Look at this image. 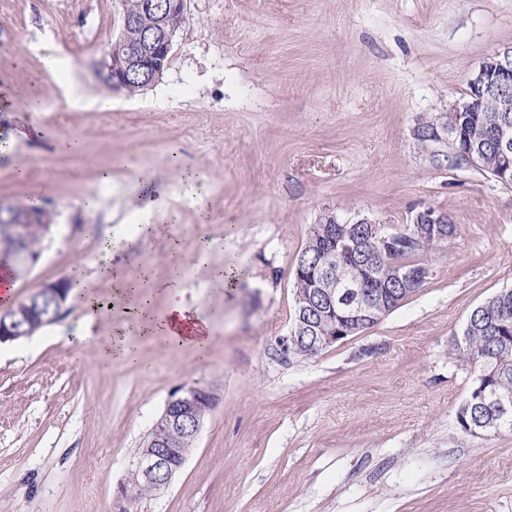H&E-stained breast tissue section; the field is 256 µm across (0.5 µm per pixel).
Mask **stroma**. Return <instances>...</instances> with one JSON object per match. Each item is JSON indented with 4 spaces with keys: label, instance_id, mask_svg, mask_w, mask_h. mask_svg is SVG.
<instances>
[{
    "label": "stroma",
    "instance_id": "35a3bbf8",
    "mask_svg": "<svg viewBox=\"0 0 512 512\" xmlns=\"http://www.w3.org/2000/svg\"><path fill=\"white\" fill-rule=\"evenodd\" d=\"M186 12L162 79L131 96L96 75L118 0L0 5V93L66 115L0 106V141L13 142L0 200L56 213L16 299L153 215L161 234L120 265L145 270L153 317L175 281L210 326L204 348L136 336L137 362L104 367L98 341L74 339L71 299L1 344L0 512H512V431L460 430L473 376L448 352L470 311L512 287V186L455 166L447 134L422 145L417 125L512 47V0H187ZM49 46L69 59L64 78L40 71ZM106 95L112 110H93ZM192 171L198 205L182 193ZM426 208L456 224L426 285L316 356L284 352L310 226L328 213L404 224ZM237 257L249 275L219 290ZM197 382L218 402L185 466L164 490L121 497L168 399Z\"/></svg>",
    "mask_w": 512,
    "mask_h": 512
}]
</instances>
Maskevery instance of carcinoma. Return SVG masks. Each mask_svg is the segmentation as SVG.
<instances>
[{
    "mask_svg": "<svg viewBox=\"0 0 512 512\" xmlns=\"http://www.w3.org/2000/svg\"><path fill=\"white\" fill-rule=\"evenodd\" d=\"M487 103L481 112H448L441 116L424 117L418 121V131L423 141L434 139L432 132L441 128L448 132V146L457 164L468 165L464 155L467 144L480 153L478 172L489 177L512 170V149L500 150L493 141V131L499 122H512V112H493ZM55 213L43 211L31 224L22 225L24 248L37 255L44 248ZM446 235L419 234L418 226L410 223L397 229L394 238H388L392 229L383 226L378 233L367 224L336 225V241L350 239L356 243L346 253L338 250L332 255L321 253L309 245L319 239L322 225L313 224L300 251L299 263L313 270L332 262L336 270L346 266L365 265L367 274L358 287L372 294L381 289L391 294L388 304L372 298L368 310L382 319L422 288L430 275L426 258L440 250L445 240L455 235L456 224H446ZM17 238L10 221L0 217V264L8 266L13 279L26 277L23 266L16 260ZM450 353L458 362L473 371V386L460 405L456 419L465 433H473L487 425L496 432L512 430V288H506L477 306L468 316L461 334L453 337ZM493 393L511 401L508 411H503L482 397Z\"/></svg>",
    "mask_w": 512,
    "mask_h": 512,
    "instance_id": "cac0c4a2",
    "label": "carcinoma"
}]
</instances>
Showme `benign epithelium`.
<instances>
[{
  "label": "benign epithelium",
  "mask_w": 512,
  "mask_h": 512,
  "mask_svg": "<svg viewBox=\"0 0 512 512\" xmlns=\"http://www.w3.org/2000/svg\"><path fill=\"white\" fill-rule=\"evenodd\" d=\"M158 0H143L138 13H122V23L113 36L111 47L103 52L97 76L112 83L121 91L136 75L143 77L145 86L160 80L168 66L174 48L176 29L170 17L186 9V0H166L167 8ZM140 29V42L132 47L124 39L126 29ZM512 86V49L506 48L485 58L469 79L466 94L469 101L456 107L459 112H475L477 105L488 100L495 102L494 111L512 112V98L504 89ZM414 223L435 225L448 223V214L425 209L414 217ZM362 275L360 268H348L345 276L336 278V268L329 265L314 282V300L299 305L295 329L310 331L312 352H320L349 337L352 329L336 327V317L355 307L352 319L365 326L372 323L365 305V293L356 288ZM67 298L59 282L48 283L11 309L0 310V344L12 342L36 333L55 322L65 310ZM218 401L216 393L207 386L181 388L166 403L163 413L154 423L144 445L131 463L128 476L150 484L154 490L167 488L176 473L184 466L189 449L182 447L183 437H197L206 417Z\"/></svg>",
  "instance_id": "obj_1"
}]
</instances>
